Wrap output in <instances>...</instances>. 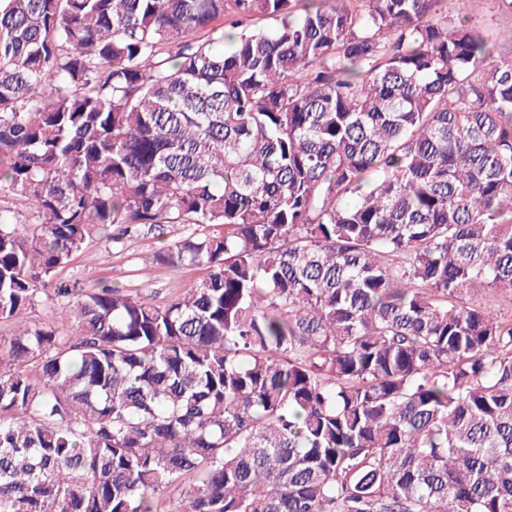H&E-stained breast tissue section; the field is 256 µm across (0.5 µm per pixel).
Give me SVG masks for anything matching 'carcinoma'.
<instances>
[{
    "mask_svg": "<svg viewBox=\"0 0 512 512\" xmlns=\"http://www.w3.org/2000/svg\"><path fill=\"white\" fill-rule=\"evenodd\" d=\"M495 51L461 0H0V319L60 310L0 336V512H512ZM114 226L206 276L55 280Z\"/></svg>",
    "mask_w": 512,
    "mask_h": 512,
    "instance_id": "carcinoma-1",
    "label": "carcinoma"
}]
</instances>
